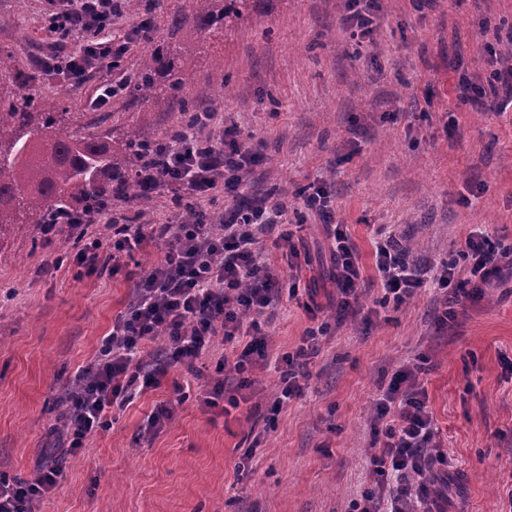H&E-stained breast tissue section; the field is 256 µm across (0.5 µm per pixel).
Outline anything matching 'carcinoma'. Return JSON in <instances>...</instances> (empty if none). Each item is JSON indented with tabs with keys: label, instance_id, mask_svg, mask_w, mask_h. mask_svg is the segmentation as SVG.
Here are the masks:
<instances>
[{
	"label": "carcinoma",
	"instance_id": "1",
	"mask_svg": "<svg viewBox=\"0 0 512 512\" xmlns=\"http://www.w3.org/2000/svg\"><path fill=\"white\" fill-rule=\"evenodd\" d=\"M253 0H195L192 25L198 35L226 29L250 12ZM179 45L158 41L142 58L132 85L142 101L154 98L157 78L176 93L185 85L177 65ZM35 76L18 69L12 55L0 53V229L9 224H52L54 214L73 205L89 206L125 183L138 166L144 140L130 133L122 140L92 134L76 138L61 130L66 113L29 93Z\"/></svg>",
	"mask_w": 512,
	"mask_h": 512
}]
</instances>
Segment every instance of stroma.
I'll list each match as a JSON object with an SVG mask.
<instances>
[{
  "instance_id": "stroma-1",
  "label": "stroma",
  "mask_w": 512,
  "mask_h": 512,
  "mask_svg": "<svg viewBox=\"0 0 512 512\" xmlns=\"http://www.w3.org/2000/svg\"><path fill=\"white\" fill-rule=\"evenodd\" d=\"M46 7L0 0V51L35 74L34 94L55 100L81 135L118 139L135 130L168 139L186 99L214 112L206 134L236 125L264 161L243 174L238 196L220 190L203 206L218 216L241 198L286 203L301 268L291 271L281 250L272 258L284 284L313 292L324 310L336 304L329 250L301 196L314 180L325 183L368 279L379 229L403 240L411 264L455 260L460 281L469 276L461 251L470 231L512 243V109L477 111L458 99L459 77L489 88L507 59L512 0H259L231 29L201 37L188 25L168 31L171 14L192 16V0H157L146 33L135 32L140 13L114 17L112 38L126 53L110 74L79 86L40 68L56 50ZM356 14L372 19L370 34L352 23ZM168 36L180 45L185 97L162 88L156 101L135 99L126 78ZM106 83L113 93L97 103ZM223 83L228 89L216 98ZM37 237L29 224L0 230V474L10 480L43 463L58 397L96 357L137 273L159 258L146 244L100 278L73 263L67 228L48 248ZM50 255L62 268L37 278ZM381 297L372 288L362 300L369 318L332 325L303 396L278 413L267 406L279 384L274 370L257 374V418L205 406L198 382L170 370L161 387L114 412L111 426L68 455L41 512H349L368 483L374 403L397 370L415 366L434 442L452 463L453 492L442 508L512 512V282L457 307L443 329L435 325L440 291L421 289L398 306L381 305ZM311 324L302 307L281 302L267 329L270 355L294 352ZM178 384L185 401L149 434L148 417ZM249 437L258 451L242 470Z\"/></svg>"
}]
</instances>
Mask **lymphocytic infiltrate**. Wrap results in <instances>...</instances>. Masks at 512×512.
<instances>
[{
  "instance_id": "lymphocytic-infiltrate-1",
  "label": "lymphocytic infiltrate",
  "mask_w": 512,
  "mask_h": 512,
  "mask_svg": "<svg viewBox=\"0 0 512 512\" xmlns=\"http://www.w3.org/2000/svg\"><path fill=\"white\" fill-rule=\"evenodd\" d=\"M121 11V0H60L48 13V27L62 36L76 32H105ZM124 47L110 42L95 43L61 55L50 67L73 83L84 82L93 64L111 67ZM213 115L201 113L198 122L183 128L168 141L156 143L153 154L142 159L132 179L144 195L165 192L175 202L192 201L197 206L193 223L171 220L159 224H124L113 231L111 241L88 238V226L111 216V204L94 206L68 219L70 233L78 246L74 263L88 273L115 274L120 260L139 251L145 241L161 242L160 259L137 277L131 299L113 322L94 362L80 371L85 383L68 394L72 426L69 448L79 451L88 438L105 427L109 413L123 409L147 389L158 387L169 369L192 368L216 337L225 342L241 340L244 347L232 357L220 360V370L231 373L235 385L225 389L216 380L200 392L209 407L224 404L236 409L248 402L249 389L257 371L278 366L280 385L271 405L278 411L302 391V361L317 353L330 334L329 321L306 329L295 352L271 358L266 349L265 325L281 300H296L297 288H283L274 269L264 236L289 242L285 228L284 203L262 198L240 203L221 214L212 224L198 204L211 197L217 187L233 192L242 172L262 160L260 153L240 139L235 127H225L220 140L202 135L201 126ZM304 205L324 224L330 241L329 252L336 284L338 318L356 314L366 282L358 256L344 224L329 208L321 181H313ZM466 256L470 276L453 286L454 266L443 263L438 274L410 266L407 248L396 234L388 233L375 243V283L384 300L403 304L418 289L432 286L452 289L443 300L438 327H446L455 305L482 295L485 288L512 270V245L487 233H469ZM298 257L296 247L288 249ZM163 349H155L156 340ZM375 429L379 448L368 457L372 485L350 502V512H435L437 500L427 491L430 469L448 464L445 453L436 450L432 417L417 368L393 374L375 405ZM62 475L60 466H42L26 480L9 481L0 476V512H38L39 502L52 492Z\"/></svg>"
}]
</instances>
